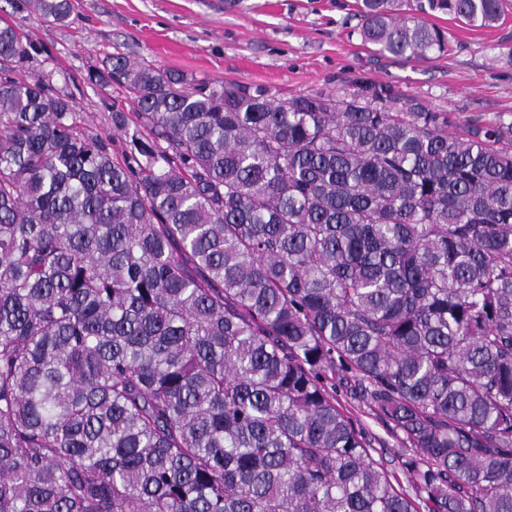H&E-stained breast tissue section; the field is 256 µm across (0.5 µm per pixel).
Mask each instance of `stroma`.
<instances>
[{
	"label": "stroma",
	"instance_id": "obj_1",
	"mask_svg": "<svg viewBox=\"0 0 512 512\" xmlns=\"http://www.w3.org/2000/svg\"><path fill=\"white\" fill-rule=\"evenodd\" d=\"M502 18L475 28L433 16L446 28L447 55L414 62L375 53L358 34L355 0H73L66 24L28 10L23 0H0V23L18 26L34 46L41 72L72 95L88 128L121 153L127 137L115 131L113 110L138 120L119 83L100 87L90 70L106 57L142 59L212 85L242 82L278 98L331 91L344 96L358 82L393 86L399 99H418L459 120L512 116V0ZM336 397L357 430L404 492L412 478L400 462L412 450L368 408L352 377L336 382Z\"/></svg>",
	"mask_w": 512,
	"mask_h": 512
}]
</instances>
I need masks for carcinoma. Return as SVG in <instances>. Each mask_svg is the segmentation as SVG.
Returning <instances> with one entry per match:
<instances>
[{"instance_id": "obj_1", "label": "carcinoma", "mask_w": 512, "mask_h": 512, "mask_svg": "<svg viewBox=\"0 0 512 512\" xmlns=\"http://www.w3.org/2000/svg\"><path fill=\"white\" fill-rule=\"evenodd\" d=\"M63 24L70 0H26ZM359 35L448 52L360 0ZM0 25V512H512V119L281 100L110 57L122 159ZM356 378L414 494L336 398Z\"/></svg>"}]
</instances>
